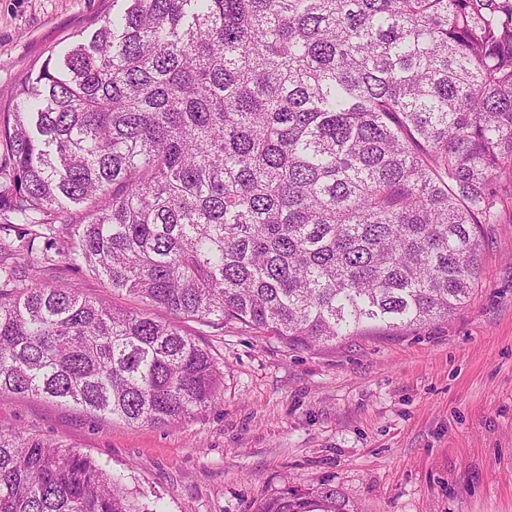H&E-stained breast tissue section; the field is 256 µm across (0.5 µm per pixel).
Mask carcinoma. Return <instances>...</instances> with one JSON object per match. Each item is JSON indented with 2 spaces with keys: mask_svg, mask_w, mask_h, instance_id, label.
<instances>
[{
  "mask_svg": "<svg viewBox=\"0 0 512 512\" xmlns=\"http://www.w3.org/2000/svg\"><path fill=\"white\" fill-rule=\"evenodd\" d=\"M123 2L0 105V392L162 427L221 400L181 320L315 350L471 300L512 199V0ZM56 266L138 307L29 273ZM0 512L140 510L0 427Z\"/></svg>",
  "mask_w": 512,
  "mask_h": 512,
  "instance_id": "obj_1",
  "label": "carcinoma"
}]
</instances>
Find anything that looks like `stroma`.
<instances>
[{
  "label": "stroma",
  "instance_id": "35a3bbf8",
  "mask_svg": "<svg viewBox=\"0 0 512 512\" xmlns=\"http://www.w3.org/2000/svg\"><path fill=\"white\" fill-rule=\"evenodd\" d=\"M112 0H0V102ZM482 287L447 323L368 331L316 351L194 322L224 379L194 418L137 426L0 393V426L89 456L139 505L256 512L336 486L363 512H512V207L489 225Z\"/></svg>",
  "mask_w": 512,
  "mask_h": 512
}]
</instances>
